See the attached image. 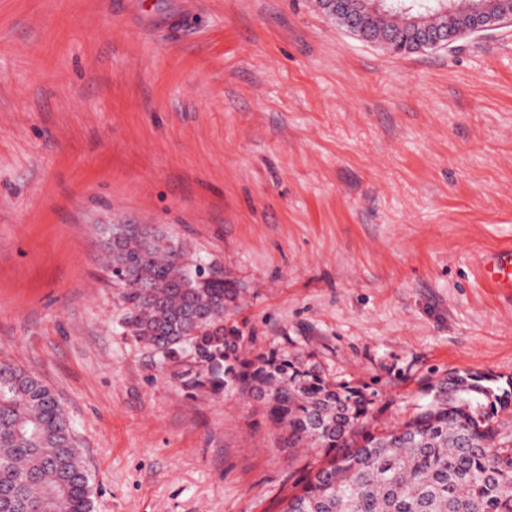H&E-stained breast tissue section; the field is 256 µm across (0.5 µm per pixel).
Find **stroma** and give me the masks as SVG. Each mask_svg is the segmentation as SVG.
Listing matches in <instances>:
<instances>
[{
  "instance_id": "35a3bbf8",
  "label": "stroma",
  "mask_w": 512,
  "mask_h": 512,
  "mask_svg": "<svg viewBox=\"0 0 512 512\" xmlns=\"http://www.w3.org/2000/svg\"><path fill=\"white\" fill-rule=\"evenodd\" d=\"M221 268L252 348L400 424L448 370L512 384V26L394 54L312 0H0V361L72 418L93 512H276L312 452L124 336L99 227ZM481 276L488 288L512 297V248L499 249L482 263Z\"/></svg>"
}]
</instances>
